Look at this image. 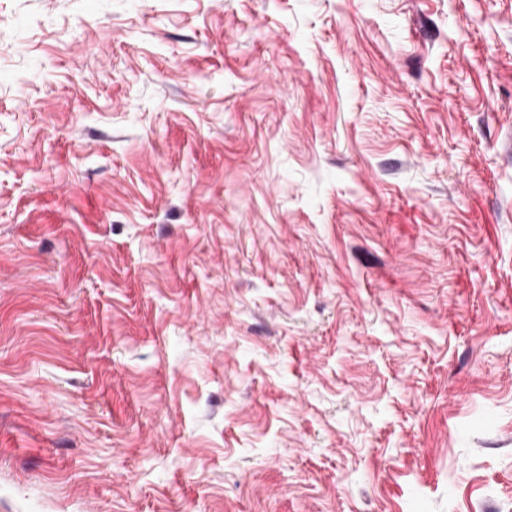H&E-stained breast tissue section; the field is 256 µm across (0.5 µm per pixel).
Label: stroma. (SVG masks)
I'll list each match as a JSON object with an SVG mask.
<instances>
[{
  "label": "stroma",
  "instance_id": "stroma-1",
  "mask_svg": "<svg viewBox=\"0 0 512 512\" xmlns=\"http://www.w3.org/2000/svg\"><path fill=\"white\" fill-rule=\"evenodd\" d=\"M0 512H512V0H0Z\"/></svg>",
  "mask_w": 512,
  "mask_h": 512
}]
</instances>
